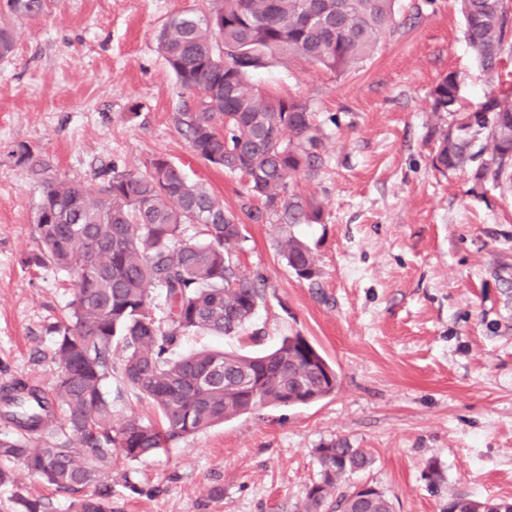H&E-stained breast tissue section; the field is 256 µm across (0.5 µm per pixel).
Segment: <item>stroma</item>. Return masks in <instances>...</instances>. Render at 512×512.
Returning a JSON list of instances; mask_svg holds the SVG:
<instances>
[{"instance_id":"stroma-1","label":"stroma","mask_w":512,"mask_h":512,"mask_svg":"<svg viewBox=\"0 0 512 512\" xmlns=\"http://www.w3.org/2000/svg\"><path fill=\"white\" fill-rule=\"evenodd\" d=\"M199 4L52 0L40 18L11 17L16 48L0 59V385L52 388V328L73 293L66 273L25 263L38 249L32 165L88 183L163 154L225 208L248 205L241 176L198 159L178 129L181 89L156 47L168 16ZM396 18L397 32L348 71L294 61L253 74L263 91L306 102L326 135L321 173L295 182L325 208L323 223L296 230L320 276L298 279L277 251V228L246 221L243 261L266 279L263 303L242 335L192 333L180 348L257 354L299 333L336 369L338 389L116 460L112 512H303L321 474L317 449L332 439L373 458L339 490L371 484L393 512L512 499V299L494 278L500 262L512 264V193L435 169L430 138L443 77L460 74L468 107L498 80L473 57L454 0H396ZM20 144L30 163L8 159ZM9 468L0 512H26L33 500L71 512V494L20 462ZM124 471L158 494L132 493Z\"/></svg>"}]
</instances>
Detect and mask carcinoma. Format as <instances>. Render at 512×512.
<instances>
[{"instance_id":"1","label":"carcinoma","mask_w":512,"mask_h":512,"mask_svg":"<svg viewBox=\"0 0 512 512\" xmlns=\"http://www.w3.org/2000/svg\"><path fill=\"white\" fill-rule=\"evenodd\" d=\"M49 2L6 0V7L39 18ZM504 2L456 0L471 52L490 75L512 56ZM398 26L395 0H203L171 14L157 33L158 52L188 94L178 129L197 158L244 177L247 196L260 202L248 218L278 227V253L301 280L315 281L320 270L294 228L323 223L324 207L293 183L321 172L325 133L308 104L264 94L251 76L294 59L345 71ZM14 48V31L1 19L0 58ZM491 98V112H480L461 103L457 74L438 83L431 108L448 122L433 129L432 164L512 190V86ZM487 150L490 159L479 161ZM39 186V251L25 263L73 275L74 292L54 326L52 391L25 381L0 387V460L22 463L59 490L84 492L74 512H112L115 458L134 462L259 406L336 392V371L300 333L262 355L171 356L192 332L239 335L266 285L242 260L239 216L180 164L156 155L141 172L114 166L92 185L44 177ZM155 290L164 297L163 320L152 313ZM116 373L121 387L112 397L104 384ZM126 389L153 404L157 423L134 415L113 421ZM318 454L321 478L308 488L304 512H392L382 492L335 494L342 477L371 465L365 449L332 440Z\"/></svg>"}]
</instances>
